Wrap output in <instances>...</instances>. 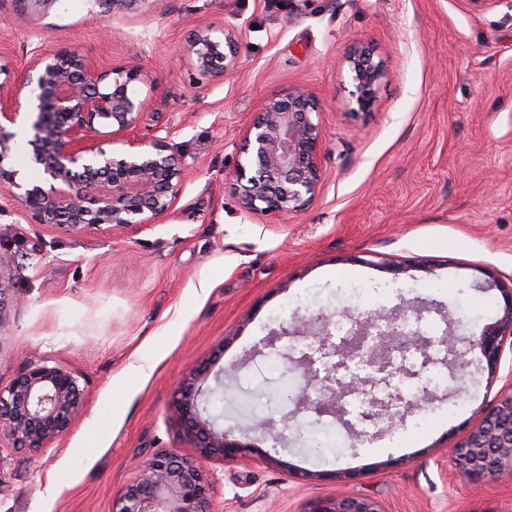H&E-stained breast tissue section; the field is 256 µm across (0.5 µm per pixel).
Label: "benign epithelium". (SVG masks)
<instances>
[{
    "label": "benign epithelium",
    "instance_id": "1",
    "mask_svg": "<svg viewBox=\"0 0 512 512\" xmlns=\"http://www.w3.org/2000/svg\"><path fill=\"white\" fill-rule=\"evenodd\" d=\"M187 57L205 75L232 74L239 63L235 29L226 26L219 36L209 26L197 29ZM345 62L351 100L364 110L376 98L384 66L360 45L349 50ZM141 85L151 88L153 79L135 61L104 71L75 47L36 50L19 86L0 83V192L34 223L72 232L157 223L178 201L185 170L169 136L130 135L150 107V94L140 92ZM25 102L31 104L33 116L29 157L44 172L39 182L27 181L17 166L16 143L5 130L17 122ZM319 110L316 96L303 85H291L264 99L245 130L241 160L231 176L243 209L288 215L312 200L321 181L317 154L322 132L313 120ZM104 128L108 132H102ZM107 134L114 145L110 151L100 141ZM408 309L415 328L399 325L408 314L397 309H379L357 318L358 340L348 350L366 375L350 381L344 392L371 397L380 425L392 420L393 404L415 407L430 397L425 389L408 399L393 384L400 373L389 360L394 350L414 349L423 355L427 368L439 362L464 368L469 364L467 354L476 352L491 373L505 342L512 339V289L504 292L500 317L470 336L462 349L456 344L453 320H448V330L434 338L419 327L426 307L410 305ZM333 324L323 315L297 317L274 333L270 345L284 336H306L303 327L308 325L314 327L320 349L327 355L334 350ZM435 346L441 347L443 358L430 354ZM291 364L303 378L293 400L295 411L317 407L342 415L337 410L339 391L332 370L319 376L310 356L293 359ZM210 374L207 363L194 367L173 404V420L191 442L194 454H157L113 501L112 512H211L206 463L243 458L252 445L246 442L251 429L241 431L240 440L230 439L201 408L203 385ZM381 384L390 392L379 399L372 392ZM83 394L84 387L70 369L29 359L9 386L0 387V454L37 451L61 438L79 412ZM452 462L473 483L512 474V385L499 390L480 423L455 448ZM308 512L382 510L368 498L337 495L312 502Z\"/></svg>",
    "mask_w": 512,
    "mask_h": 512
}]
</instances>
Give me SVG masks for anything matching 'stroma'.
<instances>
[{
  "label": "stroma",
  "mask_w": 512,
  "mask_h": 512,
  "mask_svg": "<svg viewBox=\"0 0 512 512\" xmlns=\"http://www.w3.org/2000/svg\"><path fill=\"white\" fill-rule=\"evenodd\" d=\"M227 25L240 31L237 70L201 75L183 58L193 30ZM355 44L385 68L374 104L357 113L344 64ZM63 46L104 70L133 57L151 72L135 133L168 128L185 179L158 223L113 231L35 224L0 195V386L29 350L86 386L62 438L0 461V512H112L158 453H191L171 405L190 367L210 359L230 372L223 406L207 408L225 431L250 427L256 409L288 421L277 441L252 432L258 456L209 464L212 512H307L338 494L383 512H512V477L474 484L451 461L512 383L511 346L495 377L445 368L433 399L400 409L387 431L320 450L311 433L346 427L279 401L290 362L270 367L266 345L281 314L336 315L343 289L361 281L380 289L364 313L416 299L463 338L496 319L503 298L489 283L512 285V6L150 0L118 20L97 0H56L0 26V83L20 79L35 50ZM291 84L321 103L320 188L290 216L250 213L230 184L238 147L262 101ZM147 348L154 372L129 379Z\"/></svg>",
  "instance_id": "1"
}]
</instances>
